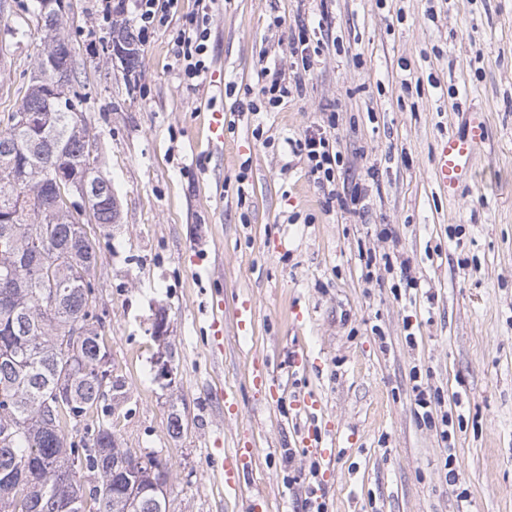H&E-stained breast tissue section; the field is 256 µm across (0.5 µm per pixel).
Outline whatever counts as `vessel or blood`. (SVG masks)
I'll list each match as a JSON object with an SVG mask.
<instances>
[{"label":"vessel or blood","instance_id":"1","mask_svg":"<svg viewBox=\"0 0 512 512\" xmlns=\"http://www.w3.org/2000/svg\"><path fill=\"white\" fill-rule=\"evenodd\" d=\"M485 124L482 113H473L466 133L451 135L441 141L435 169V180L440 186L453 191L469 179L472 162L484 139ZM255 454L256 451L252 448H237L225 453V495L245 500L254 499V492L244 487L241 475L250 468Z\"/></svg>","mask_w":512,"mask_h":512}]
</instances>
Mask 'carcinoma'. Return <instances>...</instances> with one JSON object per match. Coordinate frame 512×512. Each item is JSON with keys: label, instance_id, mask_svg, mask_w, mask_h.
<instances>
[{"label": "carcinoma", "instance_id": "1", "mask_svg": "<svg viewBox=\"0 0 512 512\" xmlns=\"http://www.w3.org/2000/svg\"><path fill=\"white\" fill-rule=\"evenodd\" d=\"M75 111L68 101L56 112L53 134L54 146L68 155L80 152L81 147L70 142L67 134L69 113ZM27 198L26 206L18 216L16 235L9 249H0V281L11 274L26 284L12 293L10 309L0 307V347L11 351L15 385L0 390V428L6 423L24 425V431L14 436L7 446L0 445V482L6 478L22 479L23 485L33 489V497L25 512H55L48 507L51 500L66 502L84 497L80 478L93 479L89 496L95 499L97 512H154L146 508L151 492L139 498L124 493L128 481L140 480L148 488L152 482L167 484L168 469L152 470L148 464L138 462L135 455L128 467L117 473L112 470V451L116 447L112 427L99 422L92 428L87 422L88 408L98 402L92 377L98 361L101 342L96 333L86 338L83 361L70 363L57 351L58 336L65 332L72 319L87 315L88 300L84 297L85 281L82 276L68 277L60 270L55 275L64 280L62 295L68 309L51 316L41 305V280L33 277L32 258L27 249L32 237L45 227L47 215L42 210L49 187L39 186L32 179L19 188ZM50 235L43 241L46 258L53 259L54 237L74 231L72 224H52ZM79 375L72 391L74 415L63 422L49 418L43 410V399L54 392L57 382L68 373ZM92 432L90 446H78L67 440L66 431H79V427Z\"/></svg>", "mask_w": 512, "mask_h": 512}]
</instances>
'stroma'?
Returning a JSON list of instances; mask_svg holds the SVG:
<instances>
[{
    "instance_id": "1",
    "label": "stroma",
    "mask_w": 512,
    "mask_h": 512,
    "mask_svg": "<svg viewBox=\"0 0 512 512\" xmlns=\"http://www.w3.org/2000/svg\"><path fill=\"white\" fill-rule=\"evenodd\" d=\"M102 2L65 0L63 28L73 101L120 205L118 223L86 227L100 246L89 308L124 385L115 438L160 452L169 512H248L224 495L218 436L256 449L244 482L265 494L258 512H301L313 484L330 512H512V0H214L213 61L197 86L173 50L198 0H179L170 27L141 39L130 72L107 57ZM38 8L10 0L0 14V114L34 70ZM323 14L335 46L311 70L292 67L297 25ZM273 66L301 94L249 112L246 91ZM332 110L347 167L337 186L377 183L360 213L325 211L287 145ZM212 111L224 114L220 150L204 137ZM475 111L483 144L450 193L435 182L437 146ZM405 260L418 287L401 281ZM240 295L255 302L254 326L224 319L214 352L202 307ZM297 345L302 369L288 366ZM160 353L174 386L157 378ZM256 362L269 370L262 388ZM418 383L439 393L432 414L451 417L449 441L417 419ZM299 390L319 409L295 410ZM311 431L335 437L334 467L306 447Z\"/></svg>"
}]
</instances>
